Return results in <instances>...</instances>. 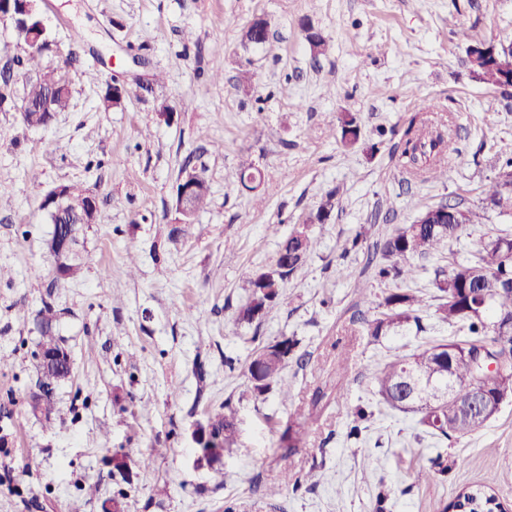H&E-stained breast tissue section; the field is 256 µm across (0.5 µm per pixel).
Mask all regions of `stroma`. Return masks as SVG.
<instances>
[{"label":"stroma","instance_id":"stroma-1","mask_svg":"<svg viewBox=\"0 0 512 512\" xmlns=\"http://www.w3.org/2000/svg\"><path fill=\"white\" fill-rule=\"evenodd\" d=\"M37 9L49 40L42 64L65 70L72 98L44 128L0 109V193L12 203L0 211V266L11 272L0 279V512L75 503L109 512L116 499L125 512H440L490 474L512 512V401L471 435L439 442L376 392L389 357L455 334L435 314L437 260L418 262L420 327L369 336L377 313L353 292L359 280L379 297L394 288L373 279L362 253L428 207L482 210L452 245L463 256L512 232V215L483 194L512 156V88L476 80L467 55L512 34V0H38ZM259 15L269 35L253 45L244 33ZM310 28L327 38L326 54L311 51ZM91 70L99 82L87 80ZM115 79L131 93L107 109ZM423 103L450 142L439 181L397 161L398 132ZM346 113L360 127L351 148L330 136ZM244 154L264 175L253 192L232 178ZM186 168L211 192L190 224L175 207ZM72 182L96 195L98 212L80 277L63 281L40 204ZM335 187L333 218L314 225L316 244L280 302L237 322L249 279ZM356 236L358 254L348 249ZM47 302L73 359L48 420L30 408ZM280 336L297 341L285 404L247 390L251 354ZM228 399L237 450L197 465L193 431ZM359 408L368 418L353 438ZM299 425L305 444L287 448L283 432ZM439 456L448 469L436 475ZM313 469L323 474L315 486L305 479ZM269 484L278 497L264 495Z\"/></svg>","mask_w":512,"mask_h":512}]
</instances>
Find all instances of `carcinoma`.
<instances>
[{"label":"carcinoma","instance_id":"1","mask_svg":"<svg viewBox=\"0 0 512 512\" xmlns=\"http://www.w3.org/2000/svg\"><path fill=\"white\" fill-rule=\"evenodd\" d=\"M44 45L37 50L29 49L25 57L17 59L21 67L17 74L0 73V105L13 102L11 84L22 81V96L16 109L28 127H44L59 112L69 109L71 89L64 73L42 68ZM477 65L487 76L486 84L505 88L500 74L512 73V44L499 50L488 49ZM338 133L331 132V135ZM344 147L351 148L359 142L360 129L356 118L346 114L341 118V133ZM400 165L431 180L447 176V168L441 164L447 149L444 134L426 130V123L419 116L411 118L401 135ZM486 198L502 213L512 214V188L499 181L491 182L486 189ZM209 204V186L205 177H200L194 191V210L199 213ZM473 212L459 213V221L449 224H406L386 236L373 252L363 254L365 266L373 270L380 281L415 279L417 266L414 258L440 259L448 257V268L435 271L434 287L438 295L437 315L439 321L448 326L466 330L463 339H448L419 349L405 357L386 363L376 374L377 392L393 410L414 413L418 424L429 436L441 441L472 434L488 423L487 419L475 418L464 408L472 393L486 389L498 403L512 400V333L503 334L497 325L512 322V235L498 234L486 241L471 258H464L451 250V244L460 240L463 227L473 224ZM313 234L308 224H297L280 243V262L287 263L288 271L280 272L268 267L262 274L254 275L248 282L247 301L238 310L240 322L255 321L259 302L265 308L276 304L282 296L285 281L306 261L313 247ZM421 297L410 289L398 288L380 300L366 299L369 308L379 311V317L367 322L369 335L377 338L388 331L408 325L420 326ZM38 326L41 334L40 347H59L55 336L56 314L49 305L38 311ZM462 343L469 345L466 356L456 349ZM297 342L281 336L257 349L250 361L258 365V372L248 381L247 391L262 398L276 391L284 404L291 399L288 380L283 370ZM499 357L504 370L489 383H483L475 373V363L480 354ZM40 387L51 391L54 383L64 379L58 370L38 369ZM456 382V393L445 397L448 376ZM214 428L224 431V447L219 455H230L237 445L238 420L230 401H225L224 411L209 417ZM495 477L490 475L473 487L466 488L442 509V512H506L493 494Z\"/></svg>","mask_w":512,"mask_h":512}]
</instances>
